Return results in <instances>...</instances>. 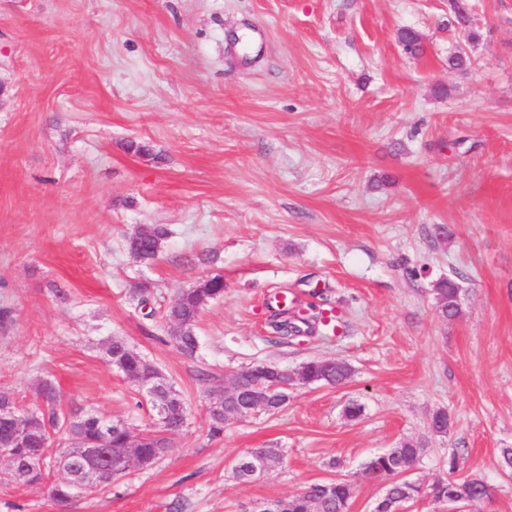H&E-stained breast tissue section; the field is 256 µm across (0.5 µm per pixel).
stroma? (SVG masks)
Segmentation results:
<instances>
[{
  "label": "stroma",
  "instance_id": "obj_1",
  "mask_svg": "<svg viewBox=\"0 0 512 512\" xmlns=\"http://www.w3.org/2000/svg\"><path fill=\"white\" fill-rule=\"evenodd\" d=\"M467 3L474 43L449 0H0V389L34 410L48 379L64 409L147 429L106 355L121 338L188 411L153 467L65 507L2 485L0 512H245L336 477L349 512H371L364 463L408 440L412 479L448 477L455 455L493 487L487 512H512V0ZM462 48L470 66L449 68ZM153 224L169 235L137 261L127 239ZM215 275L192 358L130 296L164 307ZM448 276L452 320L434 291ZM276 291L332 310L335 335L280 338ZM314 358L352 374L210 435L233 374ZM271 445L279 463L234 477ZM458 288L459 284L451 277L441 278L434 285L439 307L441 308L440 313L444 319L454 318L459 313Z\"/></svg>",
  "mask_w": 512,
  "mask_h": 512
}]
</instances>
